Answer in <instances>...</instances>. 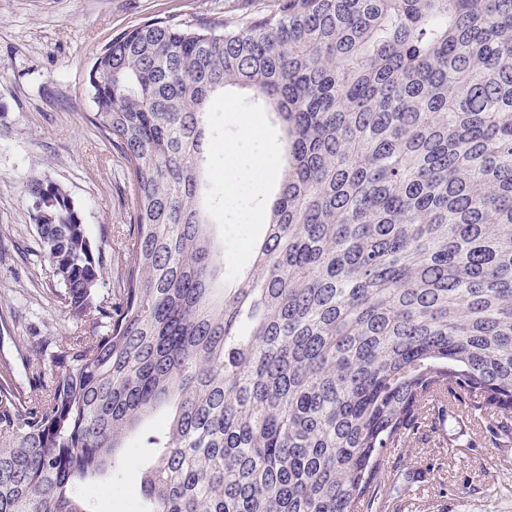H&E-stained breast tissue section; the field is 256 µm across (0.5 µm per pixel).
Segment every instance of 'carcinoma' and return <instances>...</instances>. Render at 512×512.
<instances>
[{
  "label": "carcinoma",
  "mask_w": 512,
  "mask_h": 512,
  "mask_svg": "<svg viewBox=\"0 0 512 512\" xmlns=\"http://www.w3.org/2000/svg\"><path fill=\"white\" fill-rule=\"evenodd\" d=\"M274 115L266 236L230 288L210 104ZM88 121L134 194L117 297L59 184L40 255L80 334L0 380V512H96L139 424L145 512H379L429 394L512 413V0H281L112 37Z\"/></svg>",
  "instance_id": "1"
}]
</instances>
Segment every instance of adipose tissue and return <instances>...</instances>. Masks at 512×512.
I'll list each match as a JSON object with an SVG mask.
<instances>
[{
  "instance_id": "1",
  "label": "adipose tissue",
  "mask_w": 512,
  "mask_h": 512,
  "mask_svg": "<svg viewBox=\"0 0 512 512\" xmlns=\"http://www.w3.org/2000/svg\"><path fill=\"white\" fill-rule=\"evenodd\" d=\"M239 138L224 144V186L227 193L245 195L258 194L259 175L265 168L262 158L253 156L248 144L260 137L262 130L253 114L246 113L240 118Z\"/></svg>"
}]
</instances>
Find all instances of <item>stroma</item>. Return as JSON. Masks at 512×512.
Segmentation results:
<instances>
[{
    "label": "stroma",
    "instance_id": "obj_1",
    "mask_svg": "<svg viewBox=\"0 0 512 512\" xmlns=\"http://www.w3.org/2000/svg\"><path fill=\"white\" fill-rule=\"evenodd\" d=\"M278 0H0V365L17 380L34 364L33 346L55 344L77 329L60 303L48 264L35 255L34 213L25 188L33 179L62 185L90 238L106 255L108 287H117L128 238L133 182L120 153L90 124L86 76L95 53L114 35L159 16H214L237 21L270 13ZM247 91L226 88L212 102L219 141L237 139L249 112ZM282 176L274 164L263 197L224 191V152L212 154L213 192L221 207L227 274L251 263L263 239L268 199ZM252 212L250 224L237 223ZM157 429L142 421L123 454L135 466L113 471L96 493L98 512H143L139 485ZM460 445L459 454L448 451ZM385 469L420 485L416 496L389 497L384 512H512V446L496 444L469 423H447L388 449Z\"/></svg>",
    "mask_w": 512,
    "mask_h": 512
}]
</instances>
